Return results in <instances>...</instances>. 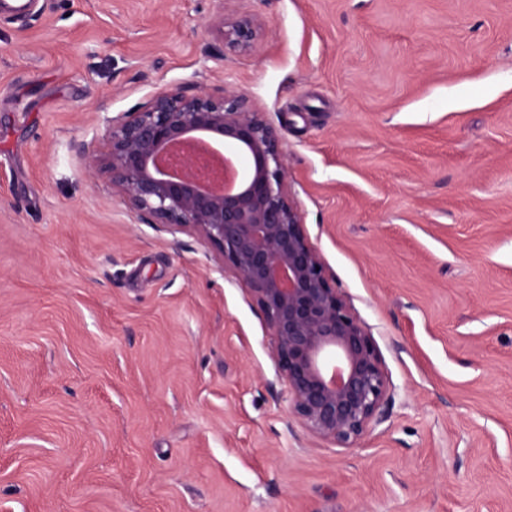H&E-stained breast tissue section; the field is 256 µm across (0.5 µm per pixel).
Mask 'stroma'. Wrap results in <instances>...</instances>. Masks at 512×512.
Segmentation results:
<instances>
[{"instance_id":"1","label":"stroma","mask_w":512,"mask_h":512,"mask_svg":"<svg viewBox=\"0 0 512 512\" xmlns=\"http://www.w3.org/2000/svg\"><path fill=\"white\" fill-rule=\"evenodd\" d=\"M0 15V512H512V0H31ZM256 17L258 49L207 29ZM244 93L389 382L312 437L245 283L77 151Z\"/></svg>"}]
</instances>
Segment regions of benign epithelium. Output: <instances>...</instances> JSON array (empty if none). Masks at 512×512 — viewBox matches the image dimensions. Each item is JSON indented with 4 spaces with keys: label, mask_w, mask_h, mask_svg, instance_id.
<instances>
[{
    "label": "benign epithelium",
    "mask_w": 512,
    "mask_h": 512,
    "mask_svg": "<svg viewBox=\"0 0 512 512\" xmlns=\"http://www.w3.org/2000/svg\"><path fill=\"white\" fill-rule=\"evenodd\" d=\"M211 30L235 49L258 48L250 16H221ZM79 154L86 172L109 173L112 194L142 223L204 240L249 287L311 435L347 448L380 422L388 381L378 349L330 285L289 197L277 132L244 94L174 87L107 120L104 147L91 141Z\"/></svg>",
    "instance_id": "benign-epithelium-1"
}]
</instances>
